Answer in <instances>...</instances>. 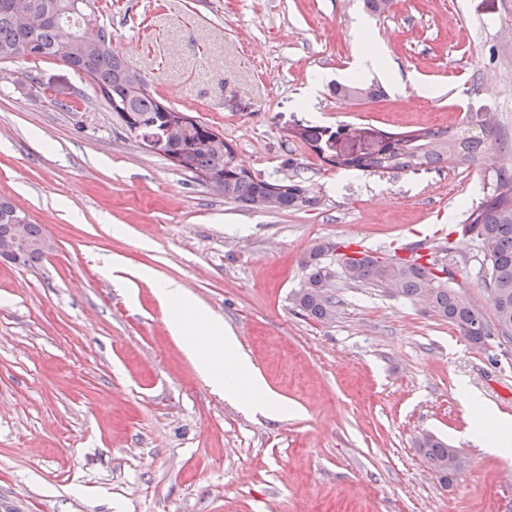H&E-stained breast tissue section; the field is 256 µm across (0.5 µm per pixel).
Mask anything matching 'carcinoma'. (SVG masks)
Returning a JSON list of instances; mask_svg holds the SVG:
<instances>
[{
	"mask_svg": "<svg viewBox=\"0 0 512 512\" xmlns=\"http://www.w3.org/2000/svg\"><path fill=\"white\" fill-rule=\"evenodd\" d=\"M98 0H0V61L32 58L54 59L72 65L84 75L95 94L112 112L127 137L143 144L151 136L169 134L160 152L167 160L181 159L177 169L208 183L211 178L224 181V200L251 210L275 181L258 175L241 176L235 151L219 152L208 144L216 133L213 126L189 121L181 126L183 111L166 106L148 89L145 80L131 71L121 55L112 49V32L103 28L90 34L80 29L84 17L99 10ZM336 99L350 101L373 98L374 84L359 79L336 84ZM470 126L448 133L444 129L419 128L403 134L388 135L387 154H367L353 160H334L329 165L341 170L373 174L384 170H408L422 165L478 166L485 176L484 195L467 214L463 230L480 245H486L480 263L481 280L489 292L493 320L448 285L447 269L432 255L416 254L408 258H387L364 254L349 256L339 244H320L308 253L303 265L307 270L303 286L294 295L295 306L306 316L322 323L336 314L340 304L333 291L336 282L348 287L367 286L390 297L427 302L432 316L453 325L474 346L482 347L494 335L512 338V167L498 164L487 153L490 140L501 136L500 126L486 116ZM349 126L331 130L306 125L291 134L311 146L326 144L345 134ZM280 210L300 209L316 203V197L303 181L280 184ZM26 224L29 245L15 255L14 262L37 264L46 253L40 243L48 239L43 227L17 209L10 200L0 198V238L9 225ZM416 447L436 471L453 470L448 462L459 451L441 439L424 434Z\"/></svg>",
	"mask_w": 512,
	"mask_h": 512,
	"instance_id": "1",
	"label": "carcinoma"
}]
</instances>
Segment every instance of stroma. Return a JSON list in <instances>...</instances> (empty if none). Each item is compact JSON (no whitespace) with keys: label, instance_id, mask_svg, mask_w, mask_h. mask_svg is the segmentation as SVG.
<instances>
[{"label":"stroma","instance_id":"1","mask_svg":"<svg viewBox=\"0 0 512 512\" xmlns=\"http://www.w3.org/2000/svg\"><path fill=\"white\" fill-rule=\"evenodd\" d=\"M153 94L219 129L242 164L303 179L311 207L251 211L128 139L89 81L52 59L0 62V197L54 242L0 263V512H512V458L470 439L461 392L512 419V340L475 349L424 304L338 286L333 321L293 304L322 243L420 245L492 316L463 232L480 168L366 175L289 128L451 130L497 114L512 137V0H111L90 31ZM378 99L337 100L362 31ZM120 257L112 271L104 256ZM182 284L286 406L226 402L171 336L155 289ZM458 448L445 476L415 441ZM359 63L357 74L362 75L364 70H367L368 67L376 68L378 66H382L384 64L383 56L375 45L373 38L369 35H365L362 37L359 48Z\"/></svg>","mask_w":512,"mask_h":512}]
</instances>
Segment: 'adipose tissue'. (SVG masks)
I'll return each mask as SVG.
<instances>
[{
  "instance_id": "1",
  "label": "adipose tissue",
  "mask_w": 512,
  "mask_h": 512,
  "mask_svg": "<svg viewBox=\"0 0 512 512\" xmlns=\"http://www.w3.org/2000/svg\"><path fill=\"white\" fill-rule=\"evenodd\" d=\"M156 295L168 313L171 335L183 343L199 373L223 392L225 400L251 414L270 416L280 410V402L241 353L236 336L194 304L179 282L160 283ZM466 403L475 419L472 439L492 454L511 456L512 420L495 414L474 394H467Z\"/></svg>"
}]
</instances>
